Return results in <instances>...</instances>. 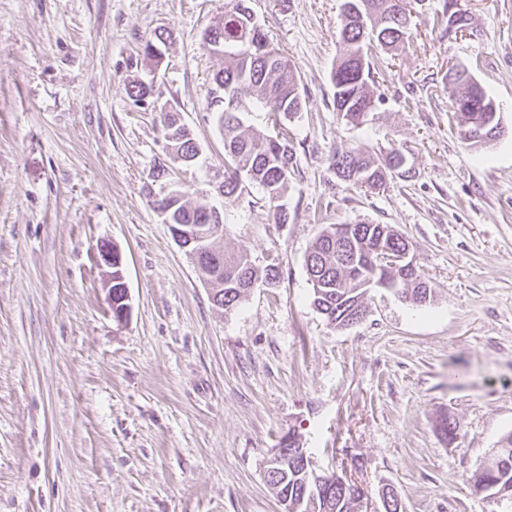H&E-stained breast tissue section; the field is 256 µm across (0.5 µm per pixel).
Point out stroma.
<instances>
[{
    "label": "stroma",
    "instance_id": "obj_1",
    "mask_svg": "<svg viewBox=\"0 0 512 512\" xmlns=\"http://www.w3.org/2000/svg\"><path fill=\"white\" fill-rule=\"evenodd\" d=\"M409 2L412 39L372 49L380 103L352 126L332 102L343 0H248L307 101L288 122L276 224L259 187L217 192L224 144L206 106L224 59L201 37L226 0H0V512H281L264 470L291 433L364 486L359 512H382L386 485L406 512H503L468 478L512 431V0H458L457 35L445 0ZM163 28L156 94L201 147L172 177L223 210L227 247L280 271L228 312L149 205L164 114L127 86ZM454 65L498 106L503 131L478 150L444 89ZM352 147L404 165L379 190L349 185L328 156ZM346 223L402 234L432 299L374 288L363 321L328 325L305 261ZM105 242L124 258L123 322ZM100 260L102 261L103 265L106 266L108 269L107 274V281H106V290L108 294V299L110 302L111 309L113 307V292L112 288L117 287L119 284L114 283L112 284V279L116 280L117 277L115 276L116 273H118V270L112 269V265L115 264L116 267L122 266L123 257L120 251L114 247H112L111 244H104L100 247ZM113 273V278H112Z\"/></svg>",
    "mask_w": 512,
    "mask_h": 512
}]
</instances>
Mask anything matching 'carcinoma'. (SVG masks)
Masks as SVG:
<instances>
[{
    "mask_svg": "<svg viewBox=\"0 0 512 512\" xmlns=\"http://www.w3.org/2000/svg\"><path fill=\"white\" fill-rule=\"evenodd\" d=\"M407 0H345V21L338 34L339 55L331 72L334 88V107L346 123L362 124L360 116L377 109V100L368 88L374 80L368 61L371 42L365 34H375L377 45L396 50L409 38L407 32ZM246 0H228L224 20L219 24L224 45V66L213 75V83L224 86V103L210 99L207 109L219 114V129L224 141V194L242 195L253 186L263 190L262 200L268 207L274 223H288V212L281 199L288 190L289 178L294 170V153L288 139L267 135L259 131L249 116L261 112L264 116L279 114L288 119L306 107L294 71L283 53L276 47L259 57L249 54L253 42H268L263 29L255 28ZM247 89L249 96H241ZM445 89L452 107L462 94L476 106V111H457L460 127H472L492 119L494 100L484 87L464 69H456L455 77L445 76ZM179 113L166 112L162 137H170V162L183 159L189 166L196 157L190 146L191 138L177 125ZM403 157L392 153L385 159L375 158L352 148L330 157L329 167L343 182L357 173L353 185L376 190L385 183V174L397 171ZM173 212L179 223L196 224L201 208L198 201L189 202L185 195L172 200ZM331 226L320 231L312 242L306 258V271L312 283L313 306L327 323L336 328L348 327L356 318L357 309L367 310L364 302L366 289L361 282L374 274L393 284L401 296L423 304L432 297V289L422 287L421 273H406L391 264L378 271L368 265V249L380 247L391 255L401 254L410 242L388 224H347L346 236L334 239ZM224 237L220 233L211 240V250L222 257L223 264L206 262L200 274L214 281L223 293L224 311L234 309L245 297L247 286L275 288L280 281L276 266H258L247 249L228 251L217 245ZM437 431L448 440L458 437L456 419L443 414ZM492 462L475 469L469 481L484 498L512 505V432L500 440ZM288 460L273 466L269 486L277 499H288L297 505L294 512H355L364 492L350 483L317 484L310 453L292 441L284 446Z\"/></svg>",
    "mask_w": 512,
    "mask_h": 512,
    "instance_id": "carcinoma-1",
    "label": "carcinoma"
}]
</instances>
